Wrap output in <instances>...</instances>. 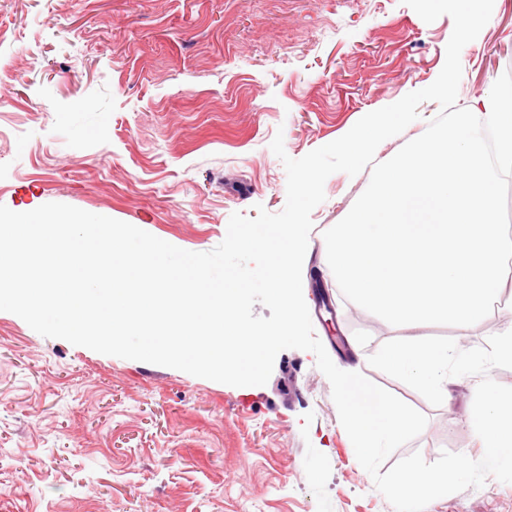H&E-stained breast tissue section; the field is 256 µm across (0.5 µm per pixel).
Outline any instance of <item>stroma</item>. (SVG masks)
Here are the masks:
<instances>
[{
    "label": "stroma",
    "mask_w": 512,
    "mask_h": 512,
    "mask_svg": "<svg viewBox=\"0 0 512 512\" xmlns=\"http://www.w3.org/2000/svg\"><path fill=\"white\" fill-rule=\"evenodd\" d=\"M453 20L425 23L401 0H0V205L64 203L207 252L232 213L286 204L271 151L283 132L295 159L365 114L439 75ZM457 105L471 108L512 70V0L460 55ZM371 172H337L311 213L310 274L336 297L337 328L358 360L333 353L423 413L427 425L390 462L474 445L467 381L431 405L369 366L390 340L455 336L454 327L393 326L348 301L324 271L323 233L344 218ZM504 309L467 344L512 329ZM313 353L280 352L266 385L234 387L46 338L0 311V512H394L339 428ZM430 512H512L488 478L431 502Z\"/></svg>",
    "instance_id": "obj_1"
}]
</instances>
